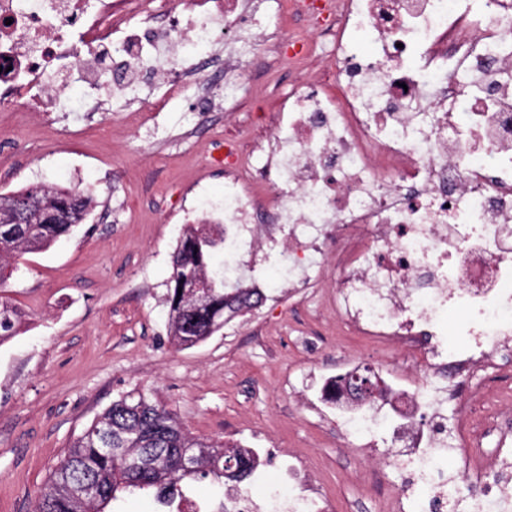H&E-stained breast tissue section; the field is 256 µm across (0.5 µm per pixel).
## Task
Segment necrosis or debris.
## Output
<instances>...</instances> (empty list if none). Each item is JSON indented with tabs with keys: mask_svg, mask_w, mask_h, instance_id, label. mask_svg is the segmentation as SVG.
Listing matches in <instances>:
<instances>
[{
	"mask_svg": "<svg viewBox=\"0 0 512 512\" xmlns=\"http://www.w3.org/2000/svg\"><path fill=\"white\" fill-rule=\"evenodd\" d=\"M264 0H158L153 27L132 0H0V101L10 112H122L147 79L166 98L220 62L225 94L257 46L289 66L306 43L257 28ZM325 46L302 89L283 98L267 145L224 147V194H197L196 224L224 227L230 282L259 287L274 260L284 288L329 277L337 317L414 362L381 373L357 405L346 389L362 365L319 373L322 405L343 445L378 450L408 473L422 512H512V422L475 440L471 399L512 362V0H295ZM82 73L84 97L71 96ZM336 76V94L323 85ZM269 189L250 193L246 180ZM471 378L449 423L438 383ZM466 458L457 479L437 460Z\"/></svg>",
	"mask_w": 512,
	"mask_h": 512,
	"instance_id": "obj_1",
	"label": "necrosis or debris"
}]
</instances>
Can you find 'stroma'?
<instances>
[{"label": "stroma", "mask_w": 512, "mask_h": 512, "mask_svg": "<svg viewBox=\"0 0 512 512\" xmlns=\"http://www.w3.org/2000/svg\"><path fill=\"white\" fill-rule=\"evenodd\" d=\"M302 76L266 54L243 75L229 111L190 112L186 98L54 125L33 112H0V193L41 181L79 187L94 210L80 231L25 255L7 293L27 326L0 345V512H33L40 489L70 442L121 393L152 391L196 436L257 449L268 468L255 485L266 512H284L289 457L307 462L334 512H389L364 482L378 467L404 472L343 446L306 407L319 390L308 368L340 354L382 371L398 355L346 329L325 291L276 287L264 303L204 342L177 349L164 299L179 238L180 209L196 184L224 190L215 159L225 140L243 154L265 142L266 116Z\"/></svg>", "instance_id": "1"}]
</instances>
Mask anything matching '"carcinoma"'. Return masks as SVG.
<instances>
[{
	"label": "carcinoma",
	"instance_id": "carcinoma-1",
	"mask_svg": "<svg viewBox=\"0 0 512 512\" xmlns=\"http://www.w3.org/2000/svg\"><path fill=\"white\" fill-rule=\"evenodd\" d=\"M92 198L79 188L30 183L0 194V288L26 254L49 249L82 225ZM202 282L208 299L198 301ZM256 288L224 282V235L212 224H187L172 256L165 303L172 342L191 348L224 329V324L259 306ZM23 313L0 294V345L18 334ZM185 452L204 457L201 468L185 472ZM258 453L235 441L198 437L175 414L142 390L119 396L71 443L40 491L35 512H106L120 493L147 492L163 504L187 486L208 479L221 486L248 480Z\"/></svg>",
	"mask_w": 512,
	"mask_h": 512
}]
</instances>
